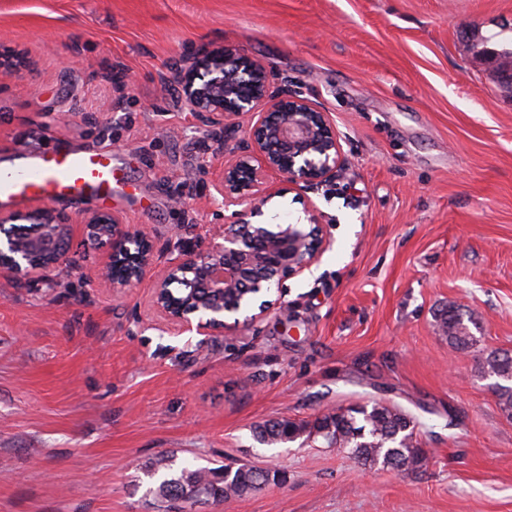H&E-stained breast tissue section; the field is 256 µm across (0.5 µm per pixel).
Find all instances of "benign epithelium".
Masks as SVG:
<instances>
[{"label": "benign epithelium", "instance_id": "obj_1", "mask_svg": "<svg viewBox=\"0 0 512 512\" xmlns=\"http://www.w3.org/2000/svg\"><path fill=\"white\" fill-rule=\"evenodd\" d=\"M184 108L212 131L226 132L245 114L251 124L244 146L224 160V148L215 153L219 166L212 186L227 203L249 202L234 212V221L221 224L210 238L178 255L154 276L153 305L169 321L201 335L230 333L240 321L225 315L271 288L282 289L285 280L315 265L329 246L317 207L305 209L306 223L261 224L252 218L282 194L273 178L294 188L316 190L346 166L331 113L305 97L275 85L273 76L255 58L223 46L204 45L177 69ZM24 222L30 226L24 243L12 236L0 242V274L39 277L66 260L73 225H81L87 240L111 245L99 282L104 288H134L153 270L157 247L144 231L134 230L105 211L77 219L46 203L26 213L0 212V229ZM130 267L123 279L108 276L112 266ZM172 288L191 296L202 288L224 299L217 305L194 306L192 300L175 303Z\"/></svg>", "mask_w": 512, "mask_h": 512}]
</instances>
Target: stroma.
Here are the masks:
<instances>
[{
	"instance_id": "1",
	"label": "stroma",
	"mask_w": 512,
	"mask_h": 512,
	"mask_svg": "<svg viewBox=\"0 0 512 512\" xmlns=\"http://www.w3.org/2000/svg\"><path fill=\"white\" fill-rule=\"evenodd\" d=\"M507 22L512 0H0V159L115 151L108 209L158 246L234 211L172 81L200 45L330 112L347 160L265 207L289 224L313 202L330 245L287 314L232 334L171 324L151 280L100 287L107 250L78 228L72 262L0 275V512H160L161 456L286 475L201 512H512V418L479 371L512 352V93L473 47ZM451 304L479 323L470 350L437 327ZM375 401L416 418L422 469L253 434Z\"/></svg>"
}]
</instances>
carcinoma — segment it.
I'll use <instances>...</instances> for the list:
<instances>
[{
    "label": "carcinoma",
    "instance_id": "carcinoma-1",
    "mask_svg": "<svg viewBox=\"0 0 512 512\" xmlns=\"http://www.w3.org/2000/svg\"><path fill=\"white\" fill-rule=\"evenodd\" d=\"M437 322L448 338V345L457 350L470 349L477 342L471 327L473 315L458 306L441 310ZM482 373L500 379L495 394L500 409L512 416V354L492 351L487 354ZM417 421L398 406L375 402L370 406L328 411L312 421L291 422L284 418L268 420L255 428L258 442L267 445L322 438L330 448L345 450L356 463L372 467L379 463L403 470H418L425 465V451L413 436ZM150 476L162 475L158 485L150 489L155 500L171 509L174 504L195 508L200 503H220L230 497H241L270 484H279L284 477L276 470L240 466L193 468L175 466L162 456L147 468Z\"/></svg>",
    "mask_w": 512,
    "mask_h": 512
}]
</instances>
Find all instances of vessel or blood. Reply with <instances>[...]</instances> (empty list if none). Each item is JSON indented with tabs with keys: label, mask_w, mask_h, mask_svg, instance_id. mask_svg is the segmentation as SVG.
<instances>
[{
	"label": "vessel or blood",
	"mask_w": 512,
	"mask_h": 512,
	"mask_svg": "<svg viewBox=\"0 0 512 512\" xmlns=\"http://www.w3.org/2000/svg\"><path fill=\"white\" fill-rule=\"evenodd\" d=\"M115 172L108 152L43 151L0 165V208L12 209L35 198L63 201L106 199Z\"/></svg>",
	"instance_id": "b4317fda"
}]
</instances>
